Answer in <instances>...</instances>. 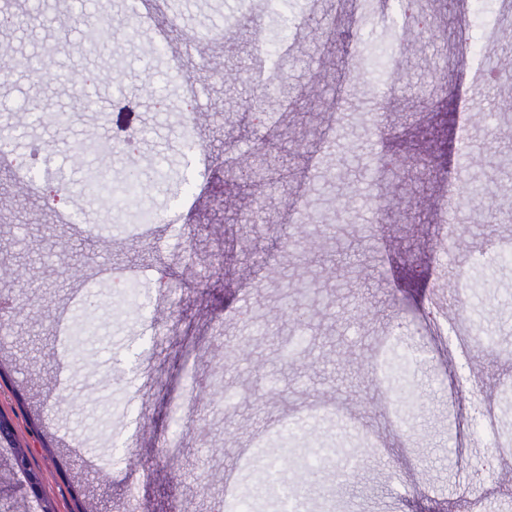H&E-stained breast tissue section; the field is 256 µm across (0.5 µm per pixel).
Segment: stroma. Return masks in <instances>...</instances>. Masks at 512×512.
I'll return each instance as SVG.
<instances>
[{
  "mask_svg": "<svg viewBox=\"0 0 512 512\" xmlns=\"http://www.w3.org/2000/svg\"><path fill=\"white\" fill-rule=\"evenodd\" d=\"M133 2L88 0L84 16L77 0H13L30 24L0 27V48L51 55L58 72L0 70V126L26 130L18 152L39 145L74 188L106 164L117 180L171 171L149 186L157 218L132 240L122 204L74 192L62 220L0 171V296L20 308L0 333L12 425L0 512H220L252 487L259 441L292 417L346 445L331 468L304 471L305 512H512V455L492 437L512 432L499 392L512 380V259L498 257L512 218L479 215L466 192L484 184L512 205L500 171L512 80H476L470 54L445 71L449 17L474 19L466 36L481 45L497 0H422L428 32L397 0H294L284 18L267 0ZM74 69L118 71L124 88L85 98L62 78ZM466 98L480 108L468 120ZM117 101L141 133L131 163L97 151L116 120L101 106ZM45 112L68 121L39 122ZM244 154L275 189L226 181ZM309 215L328 227L316 249ZM481 252L491 263L473 268ZM81 311L100 339L73 361L64 329ZM480 332L495 345L461 352L458 338ZM396 338L422 354L425 410H403L406 389L369 372Z\"/></svg>",
  "mask_w": 512,
  "mask_h": 512,
  "instance_id": "1",
  "label": "stroma"
}]
</instances>
